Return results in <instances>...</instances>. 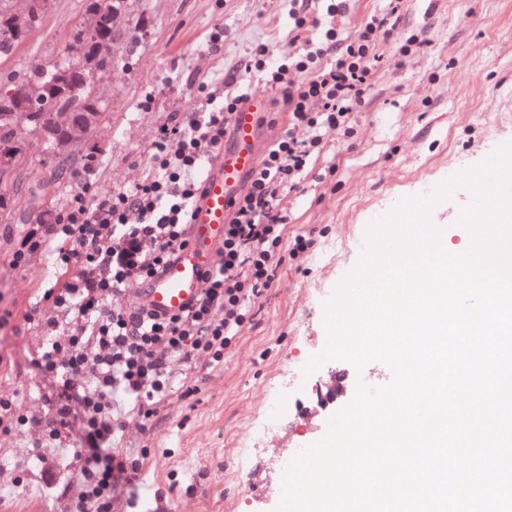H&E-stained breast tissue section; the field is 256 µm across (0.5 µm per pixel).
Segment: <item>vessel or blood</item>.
I'll list each match as a JSON object with an SVG mask.
<instances>
[{"mask_svg":"<svg viewBox=\"0 0 512 512\" xmlns=\"http://www.w3.org/2000/svg\"><path fill=\"white\" fill-rule=\"evenodd\" d=\"M265 108L264 101L250 99L233 112L232 143L205 174L204 193L194 204L187 226V242L141 288L136 297L138 306L159 316H172L185 311L199 297L204 275L213 265V254L224 241L233 190L258 164L254 142L257 118Z\"/></svg>","mask_w":512,"mask_h":512,"instance_id":"vessel-or-blood-1","label":"vessel or blood"}]
</instances>
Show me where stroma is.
<instances>
[{"instance_id":"1","label":"stroma","mask_w":512,"mask_h":512,"mask_svg":"<svg viewBox=\"0 0 512 512\" xmlns=\"http://www.w3.org/2000/svg\"><path fill=\"white\" fill-rule=\"evenodd\" d=\"M85 4L53 0L29 38L0 55V73L58 57ZM288 9V0H147L151 24L137 47L124 52L126 70L98 80L106 116L87 138L99 149L98 164L54 181L48 157L23 165L21 182L47 180L46 199L57 213L87 179L95 194L129 189L146 175L153 144L174 115L201 108L230 77L246 96L267 101L260 135L273 140L286 124L285 102L245 65L260 41L278 57L298 50ZM218 24L224 43L213 48L208 36ZM383 50L350 135L328 132L299 191L283 199L285 259L225 350L223 368L194 374L192 398L165 400L151 437H143L138 420H128L121 447L146 445L151 453L134 494L123 501L125 512H277L278 463L271 451L256 450L252 435L275 403L288 433L307 447L352 399L348 391L317 407L318 376L304 367L325 346V304L359 263L368 226L401 199L418 196L421 185L438 187L449 173L512 141V0H403ZM471 202V192L459 188L430 213L451 244L468 234L458 218ZM33 227L0 224V310L13 314L0 328V395L17 396L30 419L19 431L0 432V450L13 460L0 469V512H67L79 491L72 452L67 441L42 431L52 406L32 360L49 313L43 295L68 275L48 253L10 266V254ZM300 237L313 238V247L294 252Z\"/></svg>"}]
</instances>
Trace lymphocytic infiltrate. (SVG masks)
Wrapping results in <instances>:
<instances>
[{
	"label": "lymphocytic infiltrate",
	"instance_id": "1",
	"mask_svg": "<svg viewBox=\"0 0 512 512\" xmlns=\"http://www.w3.org/2000/svg\"><path fill=\"white\" fill-rule=\"evenodd\" d=\"M400 4L389 0V15L371 16L345 40L335 19L346 0H305L289 12L291 31L302 40L298 51L276 62L268 43L254 47L247 67L281 89L288 124L232 200L223 261L205 274L197 303L184 314L161 318L140 307L114 306L112 299L129 280L147 281L186 244L191 208L203 190V164L223 149L229 117L243 102L232 88H225L218 106L177 117L162 130L146 178L95 198L74 192L49 232H30L12 253L15 268L32 253L49 252L76 270L44 294L52 310L43 320L49 343L35 362L56 392L48 437L77 443L80 491L67 512H117L118 486L138 482L147 448H115L125 429L123 405L132 406L142 433H149L176 371L189 376L223 365L230 340L271 288L284 256L280 202L319 155L324 132L350 130L383 60L381 46L391 40L389 17Z\"/></svg>",
	"mask_w": 512,
	"mask_h": 512
}]
</instances>
